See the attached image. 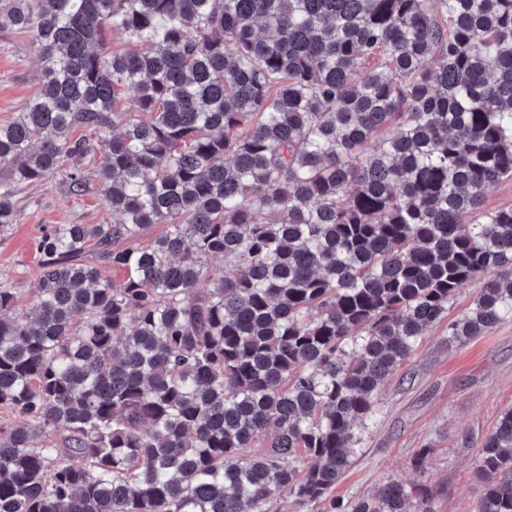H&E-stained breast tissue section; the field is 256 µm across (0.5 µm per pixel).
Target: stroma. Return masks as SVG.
I'll return each mask as SVG.
<instances>
[{
	"mask_svg": "<svg viewBox=\"0 0 512 512\" xmlns=\"http://www.w3.org/2000/svg\"><path fill=\"white\" fill-rule=\"evenodd\" d=\"M39 48L32 33L0 26V123L12 120L39 89ZM15 224L0 230V270L31 310L49 224H110L117 217L96 191L69 194L64 175L16 195ZM478 289L463 288L443 321L420 336L412 355L382 383L376 414L356 429L347 472L330 492L347 501L390 480L427 486L433 512H472L479 491V448L512 409V321L467 343L448 341V324L466 312Z\"/></svg>",
	"mask_w": 512,
	"mask_h": 512,
	"instance_id": "35a3bbf8",
	"label": "stroma"
}]
</instances>
